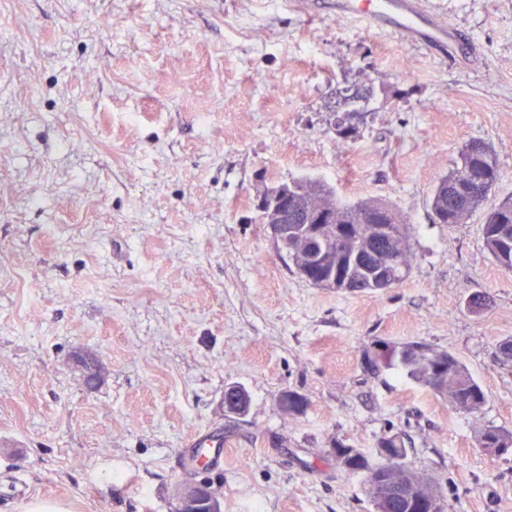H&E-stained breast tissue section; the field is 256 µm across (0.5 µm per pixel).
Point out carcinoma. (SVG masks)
Segmentation results:
<instances>
[{
	"instance_id": "carcinoma-1",
	"label": "carcinoma",
	"mask_w": 512,
	"mask_h": 512,
	"mask_svg": "<svg viewBox=\"0 0 512 512\" xmlns=\"http://www.w3.org/2000/svg\"><path fill=\"white\" fill-rule=\"evenodd\" d=\"M460 164L441 177L431 197V208L441 224H460L478 209L487 193L474 194L467 190V176L475 173L489 178L495 184L498 177L497 159L488 145L478 139L470 141L460 153ZM289 197L298 198L303 204L316 197L322 201L325 215L336 216V223L321 225L322 233L334 236L350 227L353 235L346 248L330 250L325 255L327 266L336 271V289L350 292H377L384 286L372 279L376 254L387 249L396 257V265L386 269L383 276L387 284L400 283L409 273L412 256L410 253L409 226L403 216L392 205L375 198H361L347 202L337 198L325 185L306 180H293L288 186ZM380 216V223L392 225L393 232L368 238L357 230V225L366 222L370 214ZM483 240L492 261L501 269L512 271V198L494 207L482 226ZM288 253L295 258H307L311 251V236L305 232L291 233L284 243ZM358 256V269L347 276L350 260ZM399 363L407 375L433 392L448 398L453 407L468 403L467 412L479 413L486 403V393L473 377L466 365L453 354L437 351L421 342H410L401 346L382 344L373 355L367 357V365L376 371ZM477 444L481 448H512V430L487 426L480 430ZM378 447L398 459L396 473L402 480L413 486V496L423 498L435 491L436 485L421 471L406 464L408 455L403 437L391 435L383 437ZM354 456L336 467L344 474H365L367 494L373 512H408L407 508L389 506L383 491V470L377 466L378 455H366L360 449H353Z\"/></svg>"
}]
</instances>
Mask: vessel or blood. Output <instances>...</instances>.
I'll list each match as a JSON object with an SVG mask.
<instances>
[{
  "instance_id": "1",
  "label": "vessel or blood",
  "mask_w": 512,
  "mask_h": 512,
  "mask_svg": "<svg viewBox=\"0 0 512 512\" xmlns=\"http://www.w3.org/2000/svg\"><path fill=\"white\" fill-rule=\"evenodd\" d=\"M337 16L386 31L441 56L461 54L466 45L460 31L432 11L426 0H329Z\"/></svg>"
}]
</instances>
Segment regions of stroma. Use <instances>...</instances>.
Segmentation results:
<instances>
[{
	"instance_id": "obj_1",
	"label": "stroma",
	"mask_w": 512,
	"mask_h": 512,
	"mask_svg": "<svg viewBox=\"0 0 512 512\" xmlns=\"http://www.w3.org/2000/svg\"><path fill=\"white\" fill-rule=\"evenodd\" d=\"M434 3L468 57L290 0H0V512H173L188 478L223 512H372L334 450L392 434L443 512H512V453L477 446L512 430V272L482 236L512 195V0ZM473 139L498 180L464 223H436V181ZM299 178L392 204L408 277L303 280L258 212ZM381 342L458 356L485 406L370 371ZM232 385L246 414L223 407ZM287 391L302 414L281 412ZM195 439L223 442L221 470L191 469ZM477 444L479 448H485L489 455L501 456L507 454L509 451H512V430L497 426H487L480 430Z\"/></svg>"
}]
</instances>
